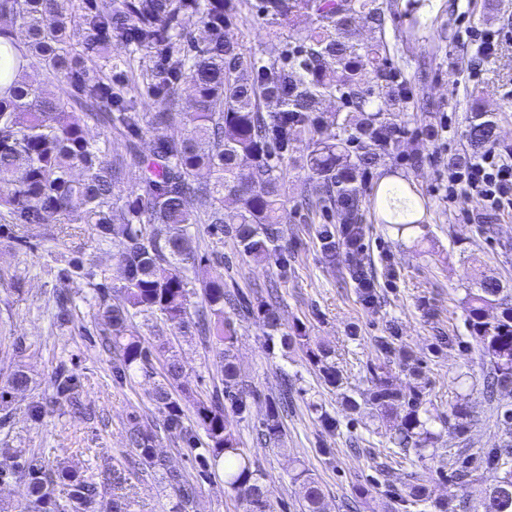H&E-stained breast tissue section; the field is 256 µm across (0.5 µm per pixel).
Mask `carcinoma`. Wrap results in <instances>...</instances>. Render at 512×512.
Segmentation results:
<instances>
[{
	"mask_svg": "<svg viewBox=\"0 0 512 512\" xmlns=\"http://www.w3.org/2000/svg\"><path fill=\"white\" fill-rule=\"evenodd\" d=\"M69 0H0V216L24 231L32 225L68 224L71 214L85 213L93 238L112 242L117 283L96 281L97 273L75 258L58 277L83 276L93 281L95 302L103 317L107 342L121 352L124 371L153 375L151 356L162 348L150 346L128 325L131 311L158 315L173 336L193 331L221 346L224 398L232 412L247 409L251 393L239 386L234 363V339L224 329V306L254 312L263 334L280 326L272 305L255 309L224 291L219 273L194 283L189 272L205 262L196 236L189 228L208 225L207 232L233 237L241 254L258 258L281 250L279 225L287 223L288 150L295 145L302 167L321 186L315 197L300 193L301 206L311 215L336 210L341 221H357V206L365 176L377 168L405 134L401 115L414 109L431 112L428 100H413L406 80L393 64L387 32L395 23L393 0H259V14L270 24L293 25L315 17L317 25L293 39L282 38L277 59L265 62L247 55L244 46L226 33L234 10L231 0H118L105 13L96 0H84L81 11ZM195 15L207 32L200 46L184 39L182 21ZM8 18L25 32L1 24ZM361 21L375 33V43L355 38ZM163 57L164 64L145 70L147 92L160 99L155 112H141L137 90L112 91V84L77 67L76 58L92 59L112 42ZM43 62V78L28 72V60ZM70 87L62 98L49 86ZM194 95L195 112L178 138L160 139L152 150H139L137 138L149 128L167 125L181 114L180 86ZM336 99L345 116H328L323 102ZM101 124L127 137L124 151L112 152V142L86 137L90 123ZM497 140V121L489 112L474 109L467 128V155L453 157L462 165ZM143 172L141 184L127 190L128 166ZM83 174L76 178L75 168ZM233 199L241 206L227 209ZM193 199L205 201L197 211ZM414 192L385 187L380 195L382 223L399 230L423 223ZM202 295L205 306L192 299ZM462 305L471 337L487 364L484 389L489 398L512 385V287L480 267L473 268ZM502 309L491 319L488 308ZM325 351L312 353L311 363L330 384L339 374ZM183 374L175 356L167 358L163 381L152 401L163 415L164 430L186 436L183 410L172 388ZM30 376L19 364L9 373L0 402L12 391L24 390ZM72 377L57 378V399L32 407L36 418L51 404L72 401ZM371 410L384 419L402 414L393 444L399 453L414 455L423 464L437 457V423L454 420L463 434L470 423L468 403L460 398L450 414H432L423 390L408 398L392 388L386 377L375 379L368 399ZM225 405L217 398L193 404L194 419L207 437L211 464L222 467L224 485L234 492L243 512L271 509L269 489L262 473L238 446L229 428ZM262 436L278 442L282 435L280 407L269 408ZM156 434L134 425L128 445L148 468L161 473L173 488L177 502L171 512H188L195 486L155 452ZM485 466L500 472L498 480L472 500L466 489L473 472ZM451 473L439 474L461 494L432 504V512H512V440L479 455H460ZM28 479V498L22 512H128V503L106 497L116 472L103 480L66 467L49 466L21 452L0 456V477ZM71 487L69 503L61 504L54 487ZM298 484L301 512H324L318 480L306 468L293 475ZM428 487L416 477L405 485L397 504H425Z\"/></svg>",
	"mask_w": 512,
	"mask_h": 512,
	"instance_id": "carcinoma-1",
	"label": "carcinoma"
}]
</instances>
